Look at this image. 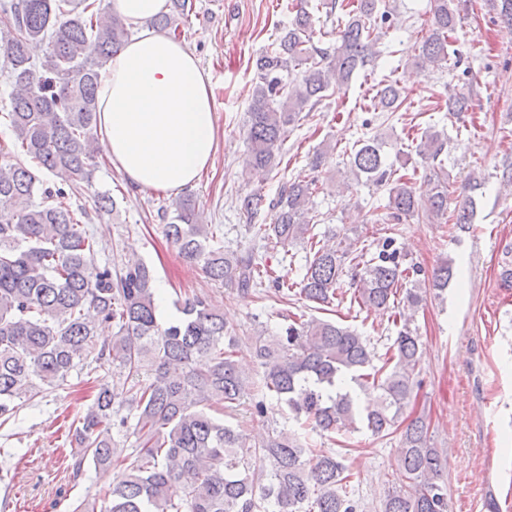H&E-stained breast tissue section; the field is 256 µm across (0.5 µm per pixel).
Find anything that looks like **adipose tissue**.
<instances>
[{"label": "adipose tissue", "mask_w": 512, "mask_h": 512, "mask_svg": "<svg viewBox=\"0 0 512 512\" xmlns=\"http://www.w3.org/2000/svg\"><path fill=\"white\" fill-rule=\"evenodd\" d=\"M112 10L137 33L101 72L98 132L128 182L178 193L213 163L211 77L184 43L147 29L167 0H112Z\"/></svg>", "instance_id": "obj_1"}]
</instances>
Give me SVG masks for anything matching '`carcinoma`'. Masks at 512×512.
<instances>
[{
	"label": "carcinoma",
	"instance_id": "obj_1",
	"mask_svg": "<svg viewBox=\"0 0 512 512\" xmlns=\"http://www.w3.org/2000/svg\"><path fill=\"white\" fill-rule=\"evenodd\" d=\"M102 0H0V49L12 91L5 119L24 159L0 161V208L11 210L0 222V425L15 416L18 401L67 381L88 359L112 360L117 381L101 384L71 434L76 444L72 469L84 464L116 469L101 512H360L345 475L344 459L315 452L299 434L267 432L251 436L224 423L250 392L234 359L238 336L204 294L186 297L179 316L163 326L157 319L159 289L150 268L130 259L116 273L98 267V241L80 223L72 196L91 185L103 151L97 133V87L101 70L129 40L124 21ZM192 5L171 0L170 12L152 25L173 33L188 22ZM342 26L333 52L312 43L311 16L296 15L284 35L255 61L258 83L249 107V151L245 171L263 173L276 165L287 130L312 111L322 93L348 85L356 71L380 55L383 33L376 27L378 0L327 4L326 13ZM460 0H429L430 34L417 64L437 68L450 61L448 47L460 22ZM45 52L33 58L30 47ZM320 61L311 62L314 56ZM305 67L300 79L283 83L280 73ZM377 107L398 112L406 103L401 89L378 83ZM385 142L374 136L354 144L350 170L365 184L385 188L387 202L378 218L386 237L369 242L347 235L321 243L306 260L297 286L278 285L281 298L296 292L328 306L343 275L353 280V300L367 310L393 313L401 324L382 364L369 339L347 326L291 311L282 333L260 335L254 358L265 368L261 391L283 401L303 427L319 436L354 433L364 426L374 435L400 431L391 467L395 484L379 512H449L447 457L435 445L430 419L419 413L402 424L420 362V336L411 328L427 290L402 267L405 255L391 236L395 225L414 216L438 224L454 206L459 230L470 228L474 178L456 197L448 177L430 174L429 189L386 164ZM445 149L441 133H425L416 146L426 169ZM65 181L50 187L35 171ZM316 187L294 181L276 203L272 224H259L266 198L255 192L239 199L248 228L266 243L286 248L312 240L309 218ZM163 234L190 263L213 281L233 283L247 292L274 271L253 253L239 255L219 241L221 225L198 222L196 201L188 194L177 204ZM448 258L431 273L442 292L457 274ZM104 323L116 329L110 344H97ZM367 393L361 402L355 391ZM127 410L128 415L120 412ZM137 446L117 447L113 430L128 427Z\"/></svg>",
	"mask_w": 512,
	"mask_h": 512
}]
</instances>
